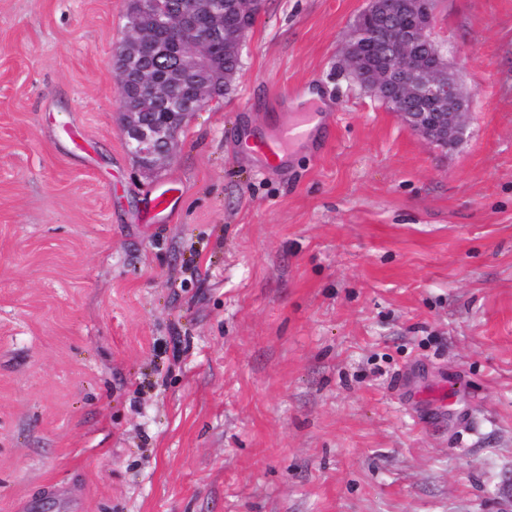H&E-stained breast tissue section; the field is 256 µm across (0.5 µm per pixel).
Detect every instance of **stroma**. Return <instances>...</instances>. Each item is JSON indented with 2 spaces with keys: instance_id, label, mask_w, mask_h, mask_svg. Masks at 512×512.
<instances>
[{
  "instance_id": "obj_1",
  "label": "stroma",
  "mask_w": 512,
  "mask_h": 512,
  "mask_svg": "<svg viewBox=\"0 0 512 512\" xmlns=\"http://www.w3.org/2000/svg\"><path fill=\"white\" fill-rule=\"evenodd\" d=\"M366 5L265 0L148 176L128 0H0V512H512V0H435L448 151L341 68ZM324 114L308 112L301 120L286 121L277 129L273 139L254 144L255 150L266 157L269 162L280 160L279 155L285 156L288 146L302 140H308L322 123ZM316 122L314 126L311 123Z\"/></svg>"
}]
</instances>
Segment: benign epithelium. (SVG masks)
Masks as SVG:
<instances>
[{"label":"benign epithelium","instance_id":"benign-epithelium-1","mask_svg":"<svg viewBox=\"0 0 512 512\" xmlns=\"http://www.w3.org/2000/svg\"><path fill=\"white\" fill-rule=\"evenodd\" d=\"M262 0H233V14L224 12V0H178L172 7L163 0H131L137 22L127 25L120 50L112 55L120 88L123 131L129 152L146 171L171 160L186 118L200 111L234 82L238 71L223 64L240 56L251 21ZM431 0H368L359 14L358 28L343 49L342 65L369 93L399 113L405 125L429 144L448 150L463 139L469 105L448 60L432 33ZM383 45L386 61L373 62L366 38ZM427 43L425 57L416 47ZM157 49L175 61L168 79L161 81L150 69L138 67L143 52ZM199 74L195 98L177 112L152 119L144 108L175 99L178 87ZM422 101L440 106L421 112Z\"/></svg>","mask_w":512,"mask_h":512}]
</instances>
